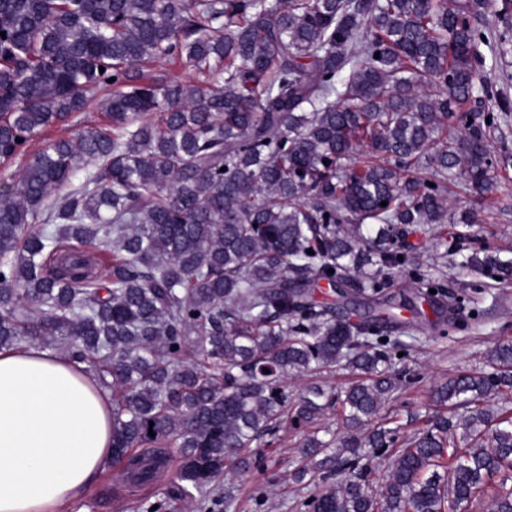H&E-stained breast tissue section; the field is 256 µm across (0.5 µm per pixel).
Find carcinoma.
<instances>
[{
    "instance_id": "carcinoma-1",
    "label": "carcinoma",
    "mask_w": 512,
    "mask_h": 512,
    "mask_svg": "<svg viewBox=\"0 0 512 512\" xmlns=\"http://www.w3.org/2000/svg\"><path fill=\"white\" fill-rule=\"evenodd\" d=\"M476 17L469 0H0V160L91 89L108 118L28 153L0 198V348L47 344L110 391L124 482L153 483L160 447L180 449L172 489L140 512H232L220 479L248 465L240 450L331 411L347 436L334 454L306 436L294 473L317 484L308 512L485 496L512 512V413L490 406L512 394V344L492 372L437 386L440 409L410 436L379 418L407 382L386 326L396 275L443 293L406 238L476 223L452 187L480 202L500 187L485 122L460 108L483 86ZM174 60L197 81L140 73ZM462 267L512 281L485 246ZM320 280L369 318L314 301ZM336 365L355 379L289 394L291 375Z\"/></svg>"
}]
</instances>
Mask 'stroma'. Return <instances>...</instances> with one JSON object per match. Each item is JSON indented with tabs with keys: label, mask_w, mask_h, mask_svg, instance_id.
Masks as SVG:
<instances>
[{
	"label": "stroma",
	"mask_w": 512,
	"mask_h": 512,
	"mask_svg": "<svg viewBox=\"0 0 512 512\" xmlns=\"http://www.w3.org/2000/svg\"><path fill=\"white\" fill-rule=\"evenodd\" d=\"M505 0H482L478 30L483 37L480 51L483 56L482 78L486 93L470 99L468 106L476 113L503 111L512 113V50L500 54L501 40L512 41V12H505ZM90 106L75 112L62 121L46 128L33 142L40 149L54 140L71 137L83 129L105 122L101 102L104 91H89ZM486 140L497 162L501 187L485 207L479 210L477 224L467 227L468 237L458 243L456 254L446 253L428 227H418L409 241L416 248L422 268L445 285L448 292L464 296L462 308L445 311L448 320L446 335L435 333L430 324L434 313L429 303L409 308L412 296L402 285H394L398 306L396 315L414 322L416 331L405 349V364L411 375L400 399L385 406L387 414L407 421L409 415L424 417L433 414L435 407L430 398L435 385L449 376L486 368L491 350L497 345L512 343V283L503 284L490 275H471L460 271L456 262L459 255L472 248L486 245L497 251L501 258H512V121L487 127ZM280 440L275 445L254 443L248 456L263 458L264 468H251L235 472L226 479L241 505L240 512H296L297 502L307 497L311 489L295 482L294 471L302 464L298 448L302 432L294 426L282 425ZM169 460L165 475L149 486L121 484L114 470H107L98 481L71 504L67 512H126L133 501L142 498L164 497L181 463L179 449L166 451ZM274 476L268 502L255 505L250 496L254 487Z\"/></svg>",
	"instance_id": "stroma-1"
}]
</instances>
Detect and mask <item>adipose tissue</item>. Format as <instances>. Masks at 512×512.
I'll return each instance as SVG.
<instances>
[{
    "mask_svg": "<svg viewBox=\"0 0 512 512\" xmlns=\"http://www.w3.org/2000/svg\"><path fill=\"white\" fill-rule=\"evenodd\" d=\"M112 467V401L85 366L0 350V512H63Z\"/></svg>",
    "mask_w": 512,
    "mask_h": 512,
    "instance_id": "adipose-tissue-1",
    "label": "adipose tissue"
}]
</instances>
